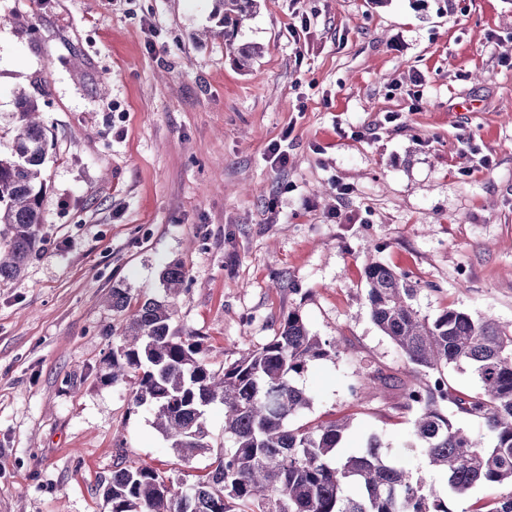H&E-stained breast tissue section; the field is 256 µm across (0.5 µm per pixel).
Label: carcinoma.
<instances>
[{
    "label": "carcinoma",
    "instance_id": "carcinoma-1",
    "mask_svg": "<svg viewBox=\"0 0 512 512\" xmlns=\"http://www.w3.org/2000/svg\"><path fill=\"white\" fill-rule=\"evenodd\" d=\"M224 40L234 43L256 0H220ZM37 100L21 94L13 114V148L0 157V278L19 276L42 241L43 167L47 128ZM371 319L405 354L415 375L402 392L415 411L412 436L437 482L409 470L379 435L364 449L340 453L351 421L292 425L310 408L298 379L315 361L336 358V345L312 334L294 311L263 346L215 366L203 337L172 329L175 300L186 282L182 263L166 265L164 294L130 305L112 289L124 313L121 344L106 358L104 382L133 378L131 410L150 411L177 457L188 463L210 453V471L185 485L158 469L125 459L102 482L111 512H453L448 502L479 486L504 488L468 512H512V323L448 308L430 319L411 304L407 278L372 260L365 266ZM468 369L480 390L453 389L445 370ZM224 409V444H212L208 407ZM476 421L455 425L444 410Z\"/></svg>",
    "mask_w": 512,
    "mask_h": 512
}]
</instances>
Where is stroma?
<instances>
[{
	"label": "stroma",
	"mask_w": 512,
	"mask_h": 512,
	"mask_svg": "<svg viewBox=\"0 0 512 512\" xmlns=\"http://www.w3.org/2000/svg\"><path fill=\"white\" fill-rule=\"evenodd\" d=\"M0 155L17 96L53 135L44 246L0 282V512H111L118 458L193 483L104 383L122 313L189 281L175 324L232 362L288 312L335 342L298 380L300 422L351 418L341 451L398 448L414 412L401 351L373 323L367 259L448 308L512 322V0H257L238 44L219 0H0ZM281 143L285 165L269 147ZM348 195L338 196V187ZM383 391H363L374 372Z\"/></svg>",
	"instance_id": "1"
}]
</instances>
